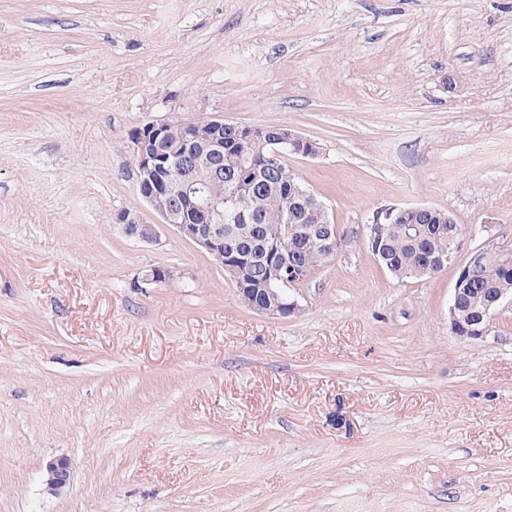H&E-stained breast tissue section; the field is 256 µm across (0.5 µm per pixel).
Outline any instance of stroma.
I'll return each instance as SVG.
<instances>
[{
	"instance_id": "stroma-1",
	"label": "stroma",
	"mask_w": 512,
	"mask_h": 512,
	"mask_svg": "<svg viewBox=\"0 0 512 512\" xmlns=\"http://www.w3.org/2000/svg\"><path fill=\"white\" fill-rule=\"evenodd\" d=\"M176 119L318 143L343 247L295 314L120 231L159 221L128 133ZM420 205L512 239V0H0V512H512V305L463 341L454 269L365 242ZM386 233V227L384 224L379 222V219H377L374 224H367L366 225V242L368 245V248L373 255L374 259L377 261L378 264L382 266V264H389L387 255L384 251H380L378 248L379 241ZM46 488L52 494H60L70 483L71 467L64 457L50 459L45 466Z\"/></svg>"
}]
</instances>
